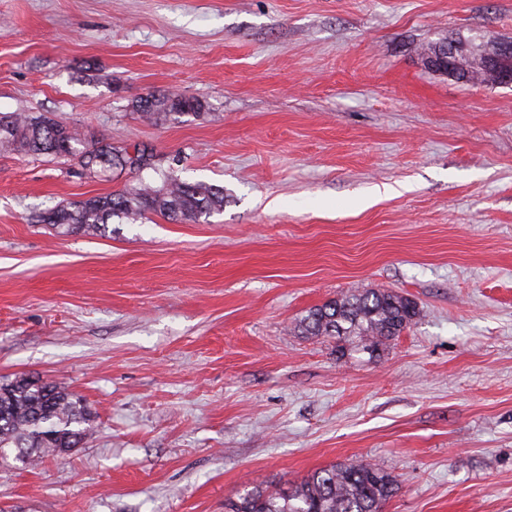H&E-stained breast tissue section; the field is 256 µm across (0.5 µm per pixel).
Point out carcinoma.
Here are the masks:
<instances>
[{
	"label": "carcinoma",
	"mask_w": 512,
	"mask_h": 512,
	"mask_svg": "<svg viewBox=\"0 0 512 512\" xmlns=\"http://www.w3.org/2000/svg\"><path fill=\"white\" fill-rule=\"evenodd\" d=\"M203 104L180 95L148 96L136 102L141 116L158 120L196 115ZM10 129L0 145L26 154L76 160L81 173L96 177L124 169L129 154L107 140L86 145L74 129L46 116L0 113V126ZM224 209V190L162 176V186L142 185L131 192L108 194L57 206L35 216L61 233L104 231L112 218L135 221L147 213L195 221ZM420 316L417 304L388 291L340 294L307 311L298 332L336 341V351L354 342L376 356ZM91 412L82 400L55 381L18 376L0 383V458L10 448L23 449L15 460L30 465L48 455H62L83 445L91 431ZM396 476L377 464L358 461L315 470L298 484L275 492L258 485L224 504L225 512H382L396 494Z\"/></svg>",
	"instance_id": "1"
}]
</instances>
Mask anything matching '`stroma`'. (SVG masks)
<instances>
[{
  "mask_svg": "<svg viewBox=\"0 0 512 512\" xmlns=\"http://www.w3.org/2000/svg\"><path fill=\"white\" fill-rule=\"evenodd\" d=\"M512 40V0H0V113L153 168L0 147V381L63 383L83 448L0 459V512H224L381 465L384 512H512V86L419 46ZM200 100L143 120L141 98ZM166 171L222 211L57 233L39 211ZM419 318L379 356L300 335L336 295ZM465 58L464 47L455 42H445L441 48L437 49V53L430 57H426L425 64L427 67L443 73L445 75L452 74L455 69L467 67L461 58Z\"/></svg>",
  "mask_w": 512,
  "mask_h": 512,
  "instance_id": "1",
  "label": "stroma"
}]
</instances>
